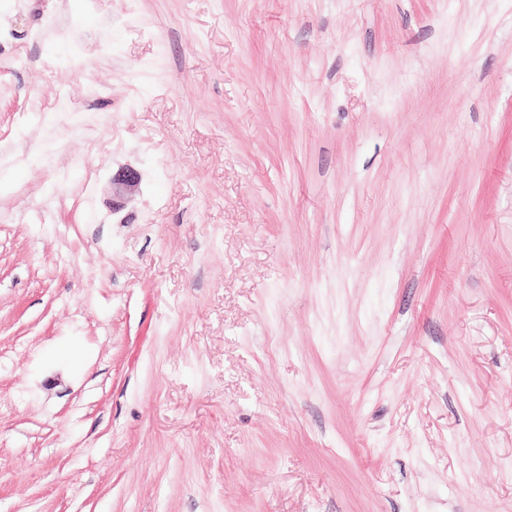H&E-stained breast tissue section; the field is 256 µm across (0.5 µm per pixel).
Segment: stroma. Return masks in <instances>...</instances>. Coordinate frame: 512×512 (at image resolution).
<instances>
[{"label": "stroma", "mask_w": 512, "mask_h": 512, "mask_svg": "<svg viewBox=\"0 0 512 512\" xmlns=\"http://www.w3.org/2000/svg\"><path fill=\"white\" fill-rule=\"evenodd\" d=\"M0 30V512H512V0Z\"/></svg>", "instance_id": "stroma-1"}]
</instances>
